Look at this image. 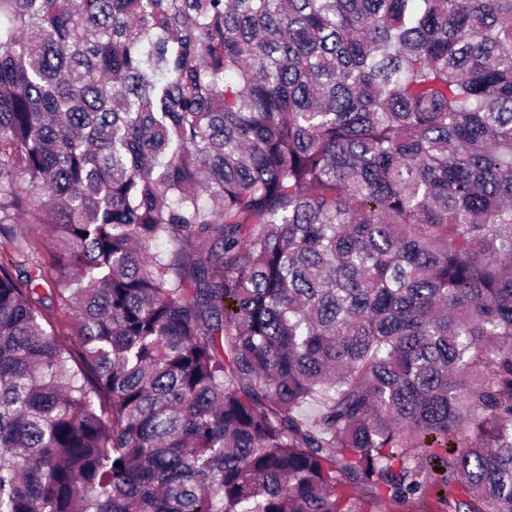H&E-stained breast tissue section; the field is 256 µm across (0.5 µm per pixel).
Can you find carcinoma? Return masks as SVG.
Instances as JSON below:
<instances>
[{
    "instance_id": "obj_1",
    "label": "carcinoma",
    "mask_w": 512,
    "mask_h": 512,
    "mask_svg": "<svg viewBox=\"0 0 512 512\" xmlns=\"http://www.w3.org/2000/svg\"><path fill=\"white\" fill-rule=\"evenodd\" d=\"M2 244L0 512H512V0H0ZM20 222L21 224H26L24 232L27 233L32 240L40 241L46 245L48 250L42 248L40 250L44 268L47 274L52 278V281L56 283V288H64V282L59 271H57L52 266V260L49 252L51 250L49 243V233L44 227V224H39L37 218L32 215L24 216Z\"/></svg>"
}]
</instances>
